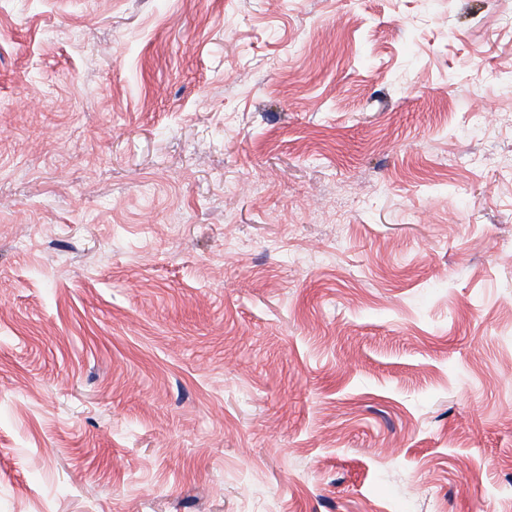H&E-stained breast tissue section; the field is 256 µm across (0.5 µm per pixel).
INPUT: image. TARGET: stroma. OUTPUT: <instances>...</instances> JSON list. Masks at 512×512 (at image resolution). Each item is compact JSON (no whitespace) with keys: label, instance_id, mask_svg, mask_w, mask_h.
<instances>
[{"label":"stroma","instance_id":"stroma-1","mask_svg":"<svg viewBox=\"0 0 512 512\" xmlns=\"http://www.w3.org/2000/svg\"><path fill=\"white\" fill-rule=\"evenodd\" d=\"M0 512H512V0H0Z\"/></svg>","mask_w":512,"mask_h":512}]
</instances>
